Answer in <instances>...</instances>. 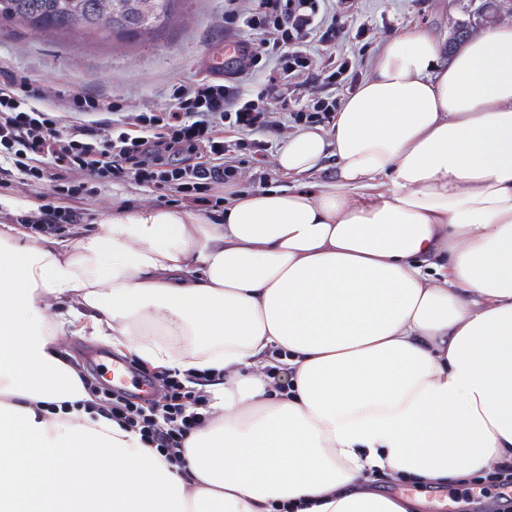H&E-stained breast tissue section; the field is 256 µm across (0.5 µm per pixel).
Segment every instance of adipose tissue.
<instances>
[{"mask_svg":"<svg viewBox=\"0 0 512 512\" xmlns=\"http://www.w3.org/2000/svg\"><path fill=\"white\" fill-rule=\"evenodd\" d=\"M441 53L401 27L279 148L294 186L223 215L0 225V512H412L376 479L512 460V22ZM66 335L208 377L178 458L101 411Z\"/></svg>","mask_w":512,"mask_h":512,"instance_id":"1","label":"adipose tissue"}]
</instances>
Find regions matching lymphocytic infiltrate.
I'll use <instances>...</instances> for the list:
<instances>
[{
	"label": "lymphocytic infiltrate",
	"mask_w": 512,
	"mask_h": 512,
	"mask_svg": "<svg viewBox=\"0 0 512 512\" xmlns=\"http://www.w3.org/2000/svg\"><path fill=\"white\" fill-rule=\"evenodd\" d=\"M224 22L253 37L224 81L176 85L171 107L100 127L64 126L47 105L48 88L8 77L0 87V181L45 186L47 202L31 217L32 232L76 222L79 214L66 202L86 195L88 177L131 180L166 201L186 198L211 207L213 186L239 185L237 154L245 146L262 148L264 136L290 127L331 124L340 105L336 95L320 94L293 108L284 94L291 80L314 68L313 44L335 53L322 78L333 87L356 76L352 59L336 53L337 43L349 37L366 46L372 40L365 27L338 24L334 0H224ZM185 149L194 162L168 168L167 153ZM165 386L166 402L155 411L120 393L106 401L108 416L137 428L144 444L161 453L184 447L205 421L203 396L187 390L176 374Z\"/></svg>",
	"instance_id": "lymphocytic-infiltrate-1"
}]
</instances>
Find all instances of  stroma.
<instances>
[{"label": "stroma", "mask_w": 512, "mask_h": 512, "mask_svg": "<svg viewBox=\"0 0 512 512\" xmlns=\"http://www.w3.org/2000/svg\"><path fill=\"white\" fill-rule=\"evenodd\" d=\"M485 0H341L345 24H361L376 39L371 49L357 57L359 77H367L382 48L406 24L418 26L439 42H447L457 23L470 21L477 29L512 18L500 10L482 12ZM236 30L224 24V0H183L172 24L159 36L141 41L121 39L99 43L82 32L66 36L34 31L20 24H0V71L28 77L35 83L65 94L87 91L110 104L111 112L64 113L66 124L120 118L133 110L168 107L171 89L180 82L223 78L212 62L224 50ZM158 198L150 189L129 181L97 183L91 196L72 201L82 212L80 221L68 225L65 234L74 237L100 229L101 219L121 205H154ZM427 504L419 512H434L439 499L451 498L454 512L499 502L497 490L483 482L468 480L425 492Z\"/></svg>", "instance_id": "stroma-1"}]
</instances>
